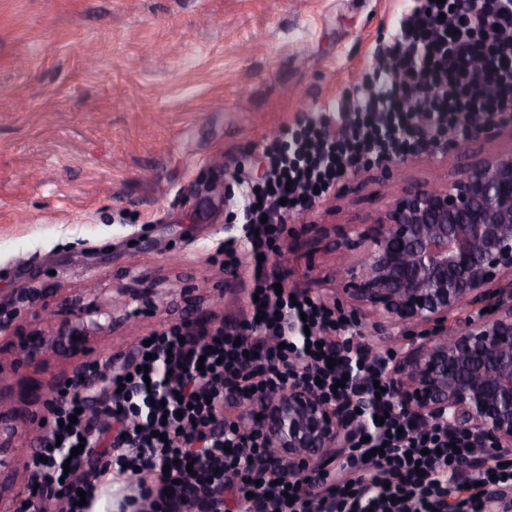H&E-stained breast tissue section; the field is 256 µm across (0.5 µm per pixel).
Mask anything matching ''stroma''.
<instances>
[{"instance_id":"stroma-1","label":"stroma","mask_w":512,"mask_h":512,"mask_svg":"<svg viewBox=\"0 0 512 512\" xmlns=\"http://www.w3.org/2000/svg\"><path fill=\"white\" fill-rule=\"evenodd\" d=\"M410 0H0V305L36 323L45 304L133 278L192 287L165 312L80 355L36 363L6 389L19 407L90 360L120 366L172 322L239 319L254 262L226 181L256 179L262 146L327 111L393 44ZM397 187L360 183L285 218L268 257L288 284L332 301L334 229ZM241 266L224 280V247Z\"/></svg>"}]
</instances>
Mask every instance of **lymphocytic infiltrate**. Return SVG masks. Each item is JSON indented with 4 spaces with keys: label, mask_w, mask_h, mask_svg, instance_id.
Listing matches in <instances>:
<instances>
[{
    "label": "lymphocytic infiltrate",
    "mask_w": 512,
    "mask_h": 512,
    "mask_svg": "<svg viewBox=\"0 0 512 512\" xmlns=\"http://www.w3.org/2000/svg\"><path fill=\"white\" fill-rule=\"evenodd\" d=\"M378 57L334 118L305 119L265 146L263 184L241 180L253 254L278 251L285 216L331 194L353 159L412 155L426 142L465 138L464 119L512 109V0H413L395 46ZM425 85L432 97H423ZM255 269V299L239 322L174 323L151 332L133 363L91 367L107 398L92 418L78 402L58 401L19 512H87L79 495L94 486L73 474L101 444L109 467L150 475L140 501L151 512H487L489 501L512 494L511 463L480 457L467 433L422 422L377 392L392 355L355 347L347 314L298 288L275 290L277 276L260 262ZM300 367L327 404L364 399L344 478L327 470L275 478L261 431L224 413L245 396L267 400Z\"/></svg>",
    "instance_id": "obj_1"
}]
</instances>
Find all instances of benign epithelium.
Returning a JSON list of instances; mask_svg holds the SVG:
<instances>
[{
  "mask_svg": "<svg viewBox=\"0 0 512 512\" xmlns=\"http://www.w3.org/2000/svg\"><path fill=\"white\" fill-rule=\"evenodd\" d=\"M466 141L488 142L498 131H512V116L464 121ZM335 247L353 256L340 268L352 319L365 326L369 315L401 327L410 348L395 354L388 383L396 403L426 423L471 434L477 447L489 445L512 454V148L488 151L441 184L436 179L407 185L384 209L342 227ZM173 290L160 281H133L106 296L85 289L90 318L80 310L70 323L55 327L61 297L43 309L42 325L12 331L21 317L0 316V331L18 337L9 367L0 362V387L33 360L82 350L117 324L115 310L134 302L158 307ZM473 304L492 306L463 324L448 328L454 312ZM89 382L75 369L56 391L86 400ZM56 402L51 396L36 409H16L0 395V503L15 487L27 494L32 484L19 477L9 454L15 439L40 421ZM246 414L265 433L269 472L285 477L310 470L348 445L357 422L348 401L325 403L297 380L257 405L242 400Z\"/></svg>",
  "mask_w": 512,
  "mask_h": 512,
  "instance_id": "benign-epithelium-1",
  "label": "benign epithelium"
}]
</instances>
